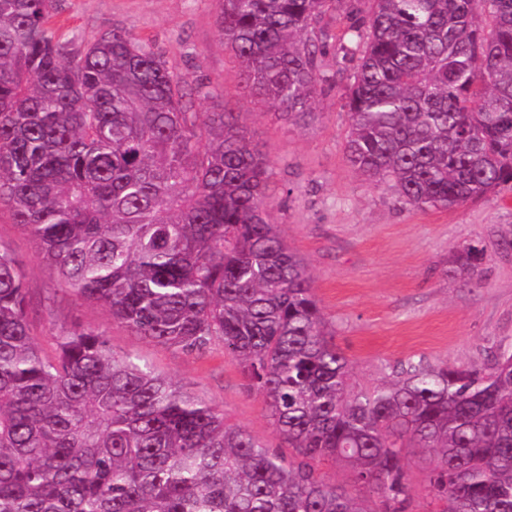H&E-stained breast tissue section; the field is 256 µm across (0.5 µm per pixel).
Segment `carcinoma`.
<instances>
[{
    "instance_id": "1",
    "label": "carcinoma",
    "mask_w": 512,
    "mask_h": 512,
    "mask_svg": "<svg viewBox=\"0 0 512 512\" xmlns=\"http://www.w3.org/2000/svg\"><path fill=\"white\" fill-rule=\"evenodd\" d=\"M214 2L246 87L285 119L342 87L366 180L418 209L512 184V0ZM52 9L0 0V208L112 321L186 351L223 341L288 451L114 353L102 329L63 330L44 354L0 246V512H416L415 469L441 512H512V346L354 383L242 113L120 24L59 41ZM335 43L353 67L330 79ZM478 261L456 258L470 276ZM325 461L366 495L325 479Z\"/></svg>"
}]
</instances>
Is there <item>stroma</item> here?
I'll use <instances>...</instances> for the list:
<instances>
[{
  "label": "stroma",
  "instance_id": "stroma-1",
  "mask_svg": "<svg viewBox=\"0 0 512 512\" xmlns=\"http://www.w3.org/2000/svg\"><path fill=\"white\" fill-rule=\"evenodd\" d=\"M50 23L64 41L122 24L242 112L251 139L271 159L273 219L302 257L356 382H376L411 356L481 365L490 350L512 344V189L421 210L405 204L392 184L363 180L346 158L350 120L341 90L317 98L313 119L284 120L246 88L218 35L212 0H55ZM0 245L23 264L29 320L45 353L64 329L103 328L116 354L139 357L223 409L230 423L282 447L262 395L249 390L222 341L199 352L162 346L113 322L105 306L78 301L5 209ZM470 247L480 252L474 280L453 272L457 253Z\"/></svg>",
  "mask_w": 512,
  "mask_h": 512
}]
</instances>
